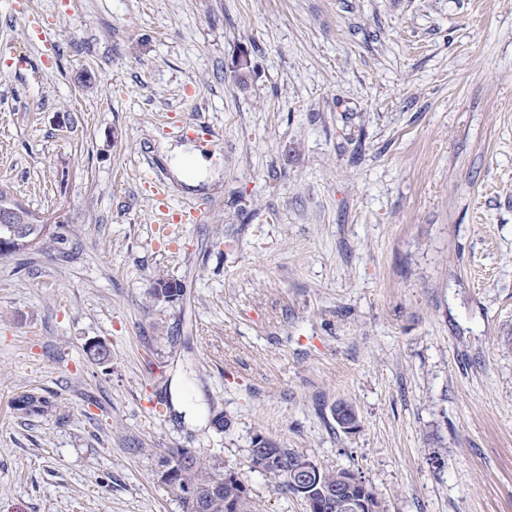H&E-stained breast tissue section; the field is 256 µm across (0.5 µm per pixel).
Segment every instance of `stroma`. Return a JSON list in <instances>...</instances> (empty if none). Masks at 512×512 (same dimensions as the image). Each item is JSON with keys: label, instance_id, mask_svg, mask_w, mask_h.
I'll list each match as a JSON object with an SVG mask.
<instances>
[{"label": "stroma", "instance_id": "1", "mask_svg": "<svg viewBox=\"0 0 512 512\" xmlns=\"http://www.w3.org/2000/svg\"><path fill=\"white\" fill-rule=\"evenodd\" d=\"M0 189L60 217L0 256V512H181L172 448L307 512L258 435L512 512V0H0ZM210 166L211 162L200 150H179L174 161L173 173L181 182L196 187L207 178Z\"/></svg>", "mask_w": 512, "mask_h": 512}]
</instances>
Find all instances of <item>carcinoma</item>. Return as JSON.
<instances>
[{"label": "carcinoma", "mask_w": 512, "mask_h": 512, "mask_svg": "<svg viewBox=\"0 0 512 512\" xmlns=\"http://www.w3.org/2000/svg\"><path fill=\"white\" fill-rule=\"evenodd\" d=\"M47 225L37 224L30 229L28 238L16 245L15 252L23 253L31 247L43 242L47 238ZM177 289L183 293L181 283L165 278L157 279L149 289V295L159 300L162 292ZM49 405V400L41 395L24 394L16 400V407L25 413H41ZM297 456V453L286 448H275L268 456L251 458L254 468L265 473L277 483L283 491L297 494L294 478L288 464ZM178 486L172 489L182 505L183 512H201L206 508L208 512H254V505L247 494L244 484L232 474L224 473L222 463L196 455L186 467H179ZM356 475L348 470L329 471L320 469L319 489L322 491L336 490L348 486V481ZM199 492L200 497L195 499L184 494L186 488Z\"/></svg>", "instance_id": "cac0c4a2"}]
</instances>
